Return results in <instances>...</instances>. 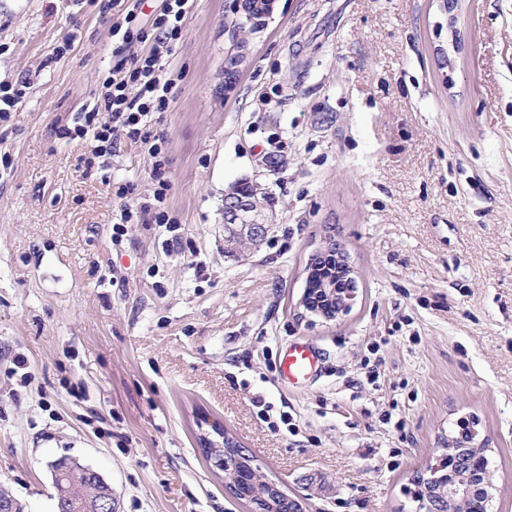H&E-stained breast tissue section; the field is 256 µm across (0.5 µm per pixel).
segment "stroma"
Returning a JSON list of instances; mask_svg holds the SVG:
<instances>
[{
  "mask_svg": "<svg viewBox=\"0 0 512 512\" xmlns=\"http://www.w3.org/2000/svg\"><path fill=\"white\" fill-rule=\"evenodd\" d=\"M106 0H0V489L55 512L48 464L111 486L117 512H248L199 437L220 424L305 512H418L411 484L476 422L512 512V0H276L224 85L233 0H193L162 224L112 226L151 196L147 146L103 170L56 128L85 111L116 46ZM66 46L63 57L55 50ZM256 183L275 228L224 248V193ZM335 229L345 316L300 318ZM291 345L317 354L289 384ZM295 433L272 432L281 413ZM21 87V88H19ZM29 88L27 82L21 81L17 86L0 85V121H7L11 117V112L15 110L18 103L26 94L25 89ZM323 252H328V253L332 252V253L336 254V260L342 264V268L345 271L344 272V276L349 277L350 280L352 279V277L350 276L351 273H352L351 267L348 265V261H347V264H346L345 260L343 259L345 254L342 252L340 246L337 243H335V237L332 234V232L329 230V231H327V233L323 237L322 246L316 251L315 254L312 255V258L309 260L310 261L309 262L310 266L306 267V272L308 270L307 281L310 278V275H311L312 270H313V266H314L317 258ZM307 281H306V283H307Z\"/></svg>",
  "mask_w": 512,
  "mask_h": 512,
  "instance_id": "1",
  "label": "stroma"
}]
</instances>
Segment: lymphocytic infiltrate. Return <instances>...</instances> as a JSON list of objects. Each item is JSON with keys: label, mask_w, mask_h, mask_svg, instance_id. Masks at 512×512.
Masks as SVG:
<instances>
[{"label": "lymphocytic infiltrate", "mask_w": 512, "mask_h": 512, "mask_svg": "<svg viewBox=\"0 0 512 512\" xmlns=\"http://www.w3.org/2000/svg\"><path fill=\"white\" fill-rule=\"evenodd\" d=\"M145 0H108L112 12L111 30L121 47L143 44L141 53L117 59L102 78L90 111L74 116L59 128V137L70 142H92L93 157L113 155L119 139L150 144L155 159L151 198L124 208L120 221L112 227L114 236H123L132 216H142L147 224H166L177 229L165 210L171 182L166 175V139L151 130L153 114L169 111L174 101V80L170 59L184 35L183 21L189 0H160L151 14H144Z\"/></svg>", "instance_id": "f902f5d3"}]
</instances>
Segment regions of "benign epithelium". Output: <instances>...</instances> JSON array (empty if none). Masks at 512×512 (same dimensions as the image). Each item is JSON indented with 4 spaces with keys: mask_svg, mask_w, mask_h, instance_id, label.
I'll return each instance as SVG.
<instances>
[{
    "mask_svg": "<svg viewBox=\"0 0 512 512\" xmlns=\"http://www.w3.org/2000/svg\"><path fill=\"white\" fill-rule=\"evenodd\" d=\"M268 205L259 201L250 190L236 189L224 196L225 242L234 246L254 248L273 230L274 224L267 213ZM324 252L336 254L342 263L345 276L352 273L345 263L344 253L335 243L332 232H327L322 246L312 255L307 270H313L317 258ZM310 289H305L299 306L303 308L300 317L310 321L319 318L332 321L349 313L355 304L353 289L326 288L329 299L336 302L335 312L326 315L320 309H313L305 301ZM487 449L482 444L462 442L456 438L448 441V447L435 458V462L416 476L419 487L421 512H452L456 503L464 505V512H480L493 497L494 485L484 466ZM246 462L241 448L234 446L229 437H224V448L217 463L224 471L226 482L234 486L238 499L251 504V512H303L300 503L288 496L274 483L255 476V489L252 492L234 485L239 465Z\"/></svg>",
    "mask_w": 512,
    "mask_h": 512,
    "instance_id": "1",
    "label": "benign epithelium"
}]
</instances>
